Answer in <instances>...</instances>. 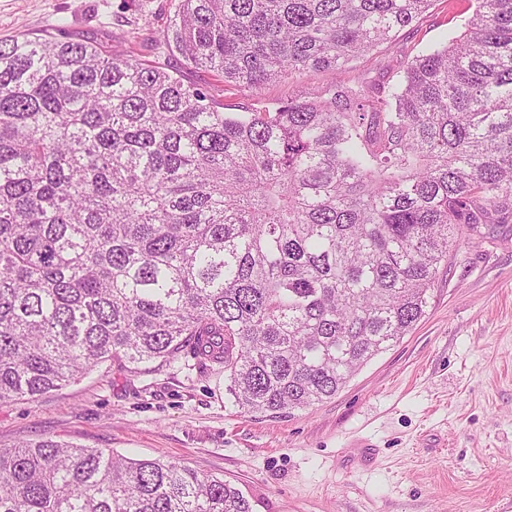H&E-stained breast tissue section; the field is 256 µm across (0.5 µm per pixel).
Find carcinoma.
<instances>
[{"label": "carcinoma", "instance_id": "obj_1", "mask_svg": "<svg viewBox=\"0 0 512 512\" xmlns=\"http://www.w3.org/2000/svg\"><path fill=\"white\" fill-rule=\"evenodd\" d=\"M433 0H178L164 40L222 87L83 39L0 42V403L112 360L224 366L239 410L330 399L426 314L462 236L512 223V0L382 79L342 68ZM0 512H252L172 462L0 449ZM331 77L332 75L329 72L310 70L294 80L287 79L266 84L256 92L246 88L225 93L224 103L246 102L253 95L258 94L272 106L286 102L288 98L301 94L308 89L323 86L331 80Z\"/></svg>", "mask_w": 512, "mask_h": 512}]
</instances>
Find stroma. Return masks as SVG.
<instances>
[{"label": "stroma", "mask_w": 512, "mask_h": 512, "mask_svg": "<svg viewBox=\"0 0 512 512\" xmlns=\"http://www.w3.org/2000/svg\"><path fill=\"white\" fill-rule=\"evenodd\" d=\"M176 4L0 0V41L62 35L176 68L163 40ZM469 13L468 0H435L342 78L402 66ZM330 79L310 70L224 100L275 105ZM455 254L414 329L319 404L244 414L222 366L106 361L77 384L0 404V447L51 438L178 463L230 482L252 512H512V224L479 244L460 239Z\"/></svg>", "instance_id": "obj_1"}]
</instances>
